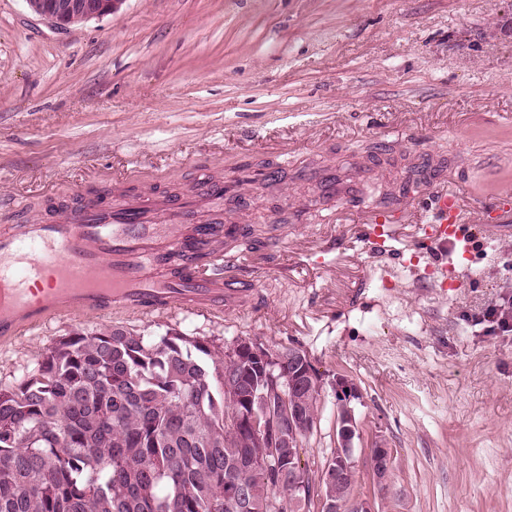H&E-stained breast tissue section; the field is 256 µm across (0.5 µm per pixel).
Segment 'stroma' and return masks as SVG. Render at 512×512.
I'll return each instance as SVG.
<instances>
[{
    "instance_id": "obj_1",
    "label": "stroma",
    "mask_w": 512,
    "mask_h": 512,
    "mask_svg": "<svg viewBox=\"0 0 512 512\" xmlns=\"http://www.w3.org/2000/svg\"><path fill=\"white\" fill-rule=\"evenodd\" d=\"M375 146L444 162L430 189L455 195L474 236L432 240L420 204L386 212L382 236L367 207L313 204L298 169L371 166ZM244 165L277 181L250 184L230 216L273 239L232 248L251 308L54 318L0 344V386L62 336L110 325L219 355L240 338L295 347L324 379L301 453L312 478L334 457L342 377L358 392L355 496L377 512H512V332L474 321L512 301V0H116L63 28L0 0V226L123 190L182 195ZM371 168L379 184L405 176Z\"/></svg>"
}]
</instances>
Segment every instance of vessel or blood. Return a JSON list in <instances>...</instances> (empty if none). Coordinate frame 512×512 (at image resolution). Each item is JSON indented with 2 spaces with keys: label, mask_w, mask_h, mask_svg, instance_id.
Returning <instances> with one entry per match:
<instances>
[{
  "label": "vessel or blood",
  "mask_w": 512,
  "mask_h": 512,
  "mask_svg": "<svg viewBox=\"0 0 512 512\" xmlns=\"http://www.w3.org/2000/svg\"><path fill=\"white\" fill-rule=\"evenodd\" d=\"M221 190V183L204 178L174 200L143 194L111 205L92 198L64 221L0 227V343L56 317H148L176 308L220 314L250 305L255 290L234 273V256L220 267L194 269L185 280L163 275L156 262L199 224L203 198ZM428 203L436 237L462 239L455 197L441 192ZM41 277L46 287L30 288Z\"/></svg>",
  "instance_id": "obj_1"
}]
</instances>
